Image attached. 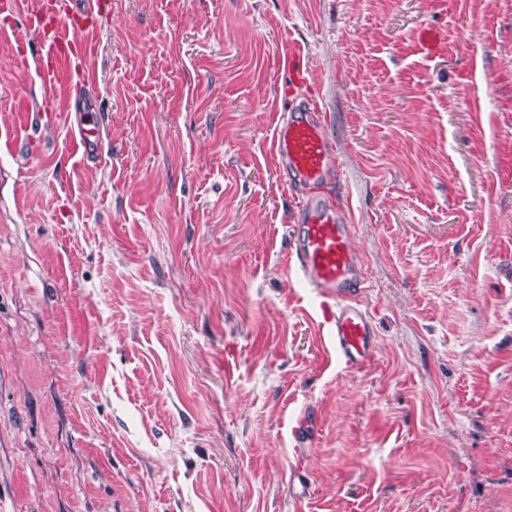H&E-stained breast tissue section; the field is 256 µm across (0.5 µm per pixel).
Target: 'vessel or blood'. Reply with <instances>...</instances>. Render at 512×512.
<instances>
[{
  "label": "vessel or blood",
  "instance_id": "b4317fda",
  "mask_svg": "<svg viewBox=\"0 0 512 512\" xmlns=\"http://www.w3.org/2000/svg\"><path fill=\"white\" fill-rule=\"evenodd\" d=\"M30 26L42 35V79L54 86L61 78L72 85L88 86L89 72L74 69L72 61L90 46L88 14L76 0H35L28 10ZM444 33L434 27L419 31L408 53L435 56L445 52ZM272 149L277 164L303 191L324 189L331 167L329 140L317 107L305 102L292 108L273 131ZM71 155L94 160L101 155L100 126L93 113L81 112L71 127ZM296 277L320 299L324 323L337 357L352 369L363 368L375 348L374 326L356 303L366 281L351 245V227L335 209L315 200L303 205L302 222L295 239Z\"/></svg>",
  "mask_w": 512,
  "mask_h": 512
}]
</instances>
